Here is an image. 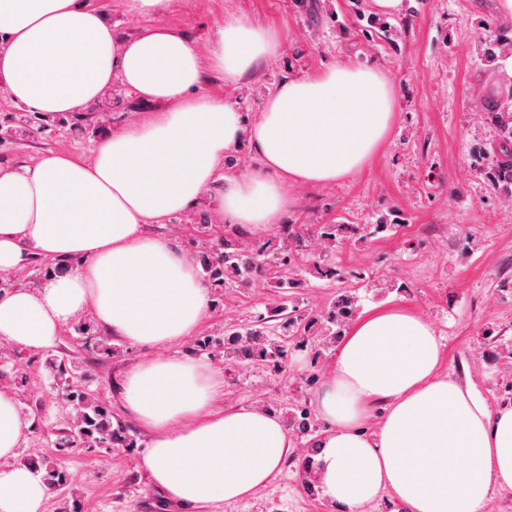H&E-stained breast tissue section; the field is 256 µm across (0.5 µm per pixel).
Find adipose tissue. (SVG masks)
<instances>
[{
	"label": "adipose tissue",
	"instance_id": "obj_1",
	"mask_svg": "<svg viewBox=\"0 0 512 512\" xmlns=\"http://www.w3.org/2000/svg\"><path fill=\"white\" fill-rule=\"evenodd\" d=\"M169 2L125 0L149 24L124 40L89 0H0V87L15 104L84 112L117 78L158 107L112 129L91 161L49 152L0 165V272L34 255L67 266L0 293L1 342L42 350L87 316L134 346L178 344L202 323L210 291L190 253L150 224L209 192L224 223L271 229L293 203L289 185L360 172L392 131L394 90L377 66L287 78L247 120L235 103L201 92L205 74L237 84L280 54L283 33L228 15L203 54L157 24ZM244 140L259 169L224 175ZM442 363L441 337L408 309L371 311L349 327L317 397L326 429L312 455L318 495L335 512H361L385 494L398 512H484L493 490L512 489V406L490 408ZM223 391V372L191 356L148 358L124 378V408L150 434L151 484L186 512L251 497L294 446L268 409L216 407ZM30 428L14 390L0 386V512H43L41 475L13 463Z\"/></svg>",
	"mask_w": 512,
	"mask_h": 512
}]
</instances>
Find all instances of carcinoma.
Segmentation results:
<instances>
[{
    "instance_id": "1",
    "label": "carcinoma",
    "mask_w": 512,
    "mask_h": 512,
    "mask_svg": "<svg viewBox=\"0 0 512 512\" xmlns=\"http://www.w3.org/2000/svg\"><path fill=\"white\" fill-rule=\"evenodd\" d=\"M486 117L496 127V159L487 167L486 175L499 191L512 196V99L493 106ZM193 257L200 266L204 281L222 296L228 288H248L261 281L270 288L272 299L265 310L257 313L244 329L224 333L218 344L204 337L195 342L196 350L206 351L215 346L224 355L228 370L265 366L275 372L288 368V347H310L321 354L336 346L344 335L356 307V296L341 294L326 310L313 313L302 311L292 300L290 290L301 288L305 275H318L327 280H339L344 272L332 263L312 262L310 267L298 266V259L309 238H315L319 257L331 256L336 246L349 236L348 224H323L314 232L309 224H280L270 237L260 240L238 225H224V235L217 236L215 225L194 224ZM74 333L85 341V347L99 360L120 354L113 339L95 335V326L81 320L74 324ZM53 377V385L61 393L70 411L61 440L54 447L84 445L90 448H128L122 425H114L112 409L99 397L92 374L87 366L71 356L50 354L45 358ZM28 363L15 350L0 345V382L23 385L27 382ZM284 421L296 435L306 438L316 432V421L310 410L294 404L282 409ZM27 465L43 473L47 485L65 487L69 475L55 466L52 455L41 452L27 460Z\"/></svg>"
}]
</instances>
